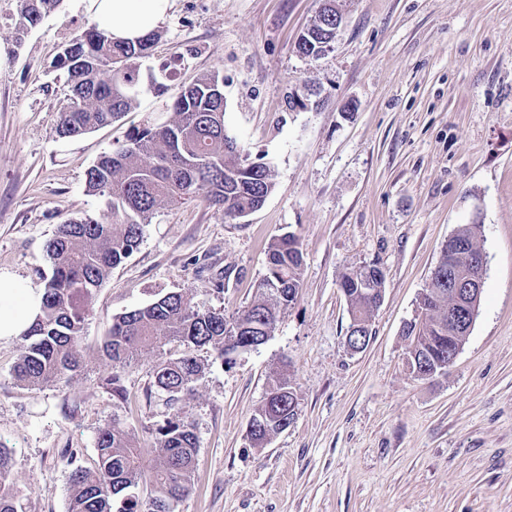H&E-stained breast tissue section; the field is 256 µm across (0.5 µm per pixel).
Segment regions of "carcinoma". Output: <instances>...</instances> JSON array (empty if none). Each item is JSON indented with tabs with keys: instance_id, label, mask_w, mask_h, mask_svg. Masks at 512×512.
I'll return each instance as SVG.
<instances>
[{
	"instance_id": "carcinoma-1",
	"label": "carcinoma",
	"mask_w": 512,
	"mask_h": 512,
	"mask_svg": "<svg viewBox=\"0 0 512 512\" xmlns=\"http://www.w3.org/2000/svg\"><path fill=\"white\" fill-rule=\"evenodd\" d=\"M61 0H21L18 31L34 27L58 7ZM335 0L324 6L296 43L300 55L313 53L336 37ZM160 34L153 31L135 42L114 41L104 30L92 27L75 35L57 54L53 67L66 71L71 95L59 112L58 133L77 137L121 119L137 105L139 61L147 57ZM217 74L200 77L181 89L172 112L131 129L112 151L102 155L85 174L86 191L105 199L111 220L91 216L69 219L57 226L46 244L50 273L43 274L42 315L20 336L22 350L14 375L28 388L57 384L83 366L82 342L94 293L112 269L136 251L145 224L165 203H185L201 198L224 209L230 219L257 210L274 188V174L264 163L250 160L224 125V97ZM479 225L463 224L451 238L461 249L455 259L460 273L468 271L467 252L480 249ZM303 253L297 238L285 234L269 246L267 274L258 285L246 314L231 318L205 309L194 297L168 293L153 302L114 318L104 339L99 366L102 381L119 403L126 400L122 373L139 348L160 350L154 384L165 395V405L175 406L155 429L154 448L147 449L130 430L116 421L97 437L98 461L93 469L73 465L74 453L62 460L70 466L68 512H176V505L194 488L197 455L194 426L184 407L195 383L205 371L194 349L209 346L224 357V329L259 339L273 334L278 313L298 298ZM384 273L375 265L360 267L343 276L341 288L350 319L362 327L351 332L370 338L369 320L382 298ZM453 299L448 289L430 284L419 296L424 311L422 325L404 330L406 359L411 372L424 362L436 366L448 357V345L464 335V328L448 320ZM167 345L179 348L171 354ZM270 401L252 415L250 423L265 424L249 432L255 446L265 444L276 422L295 419L284 391L288 378H270ZM11 455L0 448V512H19L18 497L9 482ZM150 488L148 502L139 489Z\"/></svg>"
}]
</instances>
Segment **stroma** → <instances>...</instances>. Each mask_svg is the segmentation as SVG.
Here are the masks:
<instances>
[{"mask_svg": "<svg viewBox=\"0 0 512 512\" xmlns=\"http://www.w3.org/2000/svg\"><path fill=\"white\" fill-rule=\"evenodd\" d=\"M323 3L173 0L141 61L137 108L63 138L70 85L53 61L97 21L62 0L20 37V0H0V272L40 286L57 225L107 216L85 190L87 169L131 126L169 111L173 89L219 74L225 127L270 165L273 192L236 221L202 200L157 208L84 330L96 356L116 316L169 292L235 315L255 298L272 240L298 238L302 288L273 335L222 358L195 350L206 369L186 409L194 489L177 512H512V0H336L331 50L300 56ZM173 59L171 91L157 94L152 78ZM462 224L479 225L487 257L480 307L448 374L421 381L402 330ZM372 263L385 273L383 300L354 352L340 282ZM19 346L0 341V446L23 512H68L65 450L93 466L115 419L152 442L166 412L158 353L134 357L118 405L96 365L21 386ZM276 373L296 390L298 414L257 448L248 423Z\"/></svg>", "mask_w": 512, "mask_h": 512, "instance_id": "obj_1", "label": "stroma"}]
</instances>
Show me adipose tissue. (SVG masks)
<instances>
[{
  "label": "adipose tissue",
  "instance_id": "1",
  "mask_svg": "<svg viewBox=\"0 0 512 512\" xmlns=\"http://www.w3.org/2000/svg\"><path fill=\"white\" fill-rule=\"evenodd\" d=\"M73 6L97 19L112 38L133 42L159 26L171 0H73ZM41 308V289L0 273V340L21 336Z\"/></svg>",
  "mask_w": 512,
  "mask_h": 512
}]
</instances>
